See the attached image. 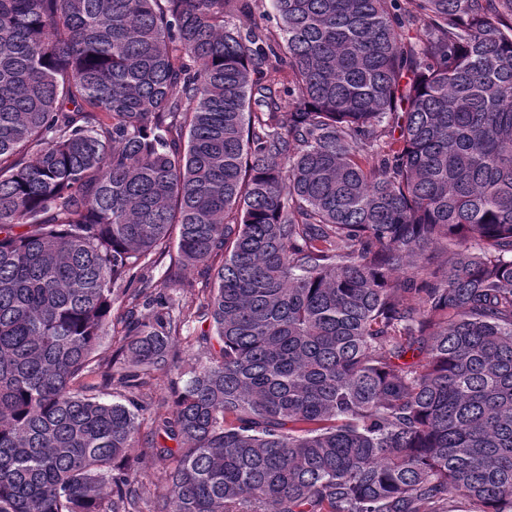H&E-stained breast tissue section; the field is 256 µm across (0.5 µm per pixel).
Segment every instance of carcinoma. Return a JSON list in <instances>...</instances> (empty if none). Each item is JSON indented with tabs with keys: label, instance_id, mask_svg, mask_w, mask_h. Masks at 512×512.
<instances>
[{
	"label": "carcinoma",
	"instance_id": "carcinoma-1",
	"mask_svg": "<svg viewBox=\"0 0 512 512\" xmlns=\"http://www.w3.org/2000/svg\"><path fill=\"white\" fill-rule=\"evenodd\" d=\"M255 2L0 0V512H512V0ZM168 264L169 261H166L154 271V283L159 282V288L161 287L162 291L172 298L174 304L170 313L173 316H177L180 310L184 315H188L189 311L196 310L200 301L203 300V295L198 292V288H184V286L188 281H200L203 269L194 267L185 271L180 268H172L167 271ZM182 362L180 368L171 372L168 375H160L156 380L153 381L152 390L154 396H166L170 394L172 389L177 386H181L183 382L188 378L186 373L190 369V366L194 360H189L190 357L182 355ZM136 453L139 457V484L143 489V501L140 510L150 512V497L162 487L165 472L169 462L157 459L150 455L146 448H139Z\"/></svg>",
	"mask_w": 512,
	"mask_h": 512
}]
</instances>
